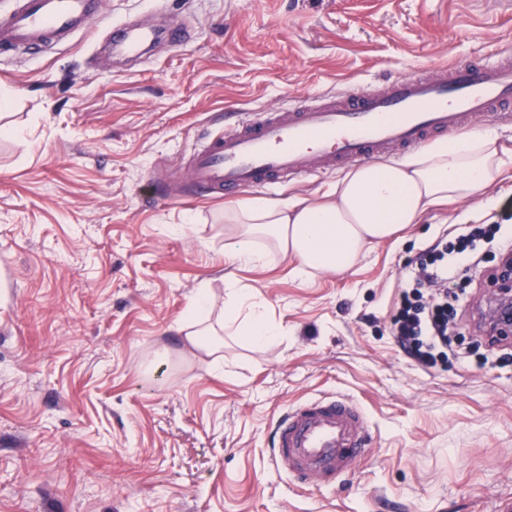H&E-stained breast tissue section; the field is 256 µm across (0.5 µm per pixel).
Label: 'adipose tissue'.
Segmentation results:
<instances>
[{"label": "adipose tissue", "mask_w": 512, "mask_h": 512, "mask_svg": "<svg viewBox=\"0 0 512 512\" xmlns=\"http://www.w3.org/2000/svg\"><path fill=\"white\" fill-rule=\"evenodd\" d=\"M506 161L498 136L474 130L428 145L402 160L374 162L349 172L321 201L251 200L225 213L237 225L224 244L234 263L260 267L271 252L293 256L299 276L352 267L363 249L407 224L419 223L434 206L480 197L500 177ZM266 236L272 249L257 247ZM194 331L189 347L209 351L208 337L228 330L260 343L280 330L254 302L251 293L229 289L222 309H215L207 289L191 302Z\"/></svg>", "instance_id": "obj_1"}]
</instances>
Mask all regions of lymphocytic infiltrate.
I'll return each mask as SVG.
<instances>
[{
  "label": "lymphocytic infiltrate",
  "mask_w": 512,
  "mask_h": 512,
  "mask_svg": "<svg viewBox=\"0 0 512 512\" xmlns=\"http://www.w3.org/2000/svg\"><path fill=\"white\" fill-rule=\"evenodd\" d=\"M453 239H439L425 258L412 265L391 318V333L403 352L424 371L443 363L453 349L448 298L460 271L477 268V243L496 241L505 263L512 264V238L496 229L463 224Z\"/></svg>",
  "instance_id": "obj_1"
}]
</instances>
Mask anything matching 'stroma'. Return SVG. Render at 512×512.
I'll return each mask as SVG.
<instances>
[{
    "instance_id": "1",
    "label": "stroma",
    "mask_w": 512,
    "mask_h": 512,
    "mask_svg": "<svg viewBox=\"0 0 512 512\" xmlns=\"http://www.w3.org/2000/svg\"><path fill=\"white\" fill-rule=\"evenodd\" d=\"M106 25L187 22L193 39L126 60L96 30L0 53V512H494L512 495V349L478 339L495 245L452 358L395 344L410 263L456 224L512 215V165L341 272L292 256L230 264L224 211L314 199L342 173L153 205L156 174L244 114L378 85L512 45V0H102ZM251 289L281 333L185 343L199 289ZM324 393L362 404L367 453L332 489L269 464L275 420Z\"/></svg>"
}]
</instances>
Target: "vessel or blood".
<instances>
[{
    "mask_svg": "<svg viewBox=\"0 0 512 512\" xmlns=\"http://www.w3.org/2000/svg\"><path fill=\"white\" fill-rule=\"evenodd\" d=\"M100 20L95 0H20L0 15V49H44ZM153 35L148 25L130 27L125 51L139 54ZM510 108L512 54L475 55L433 73L258 111L207 137L185 177L198 195L229 198L394 157L467 128L473 117L496 118ZM366 422L363 408L341 395L297 404L275 423L270 462L299 485L335 486L364 456Z\"/></svg>",
    "mask_w": 512,
    "mask_h": 512,
    "instance_id": "1",
    "label": "vessel or blood"
}]
</instances>
